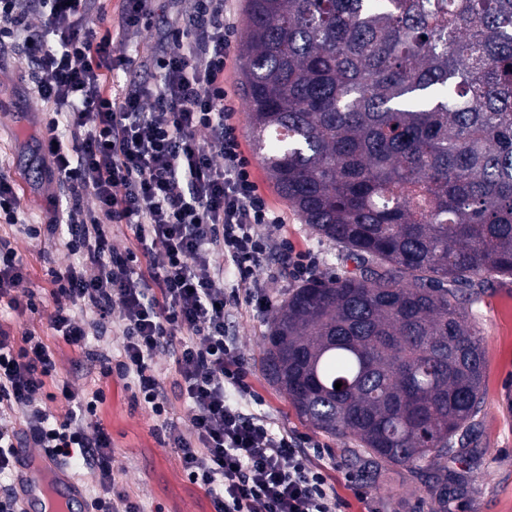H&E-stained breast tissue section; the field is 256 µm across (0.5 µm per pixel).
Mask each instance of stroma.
Here are the masks:
<instances>
[{
	"instance_id": "stroma-1",
	"label": "stroma",
	"mask_w": 512,
	"mask_h": 512,
	"mask_svg": "<svg viewBox=\"0 0 512 512\" xmlns=\"http://www.w3.org/2000/svg\"><path fill=\"white\" fill-rule=\"evenodd\" d=\"M95 22L98 34H109L113 54L133 53L160 41L167 22L189 14L193 0H153L150 25L125 28L120 24L122 0H103ZM30 64L12 49L0 51V166L16 180L25 222L41 224L50 216L62 193L45 172L40 146V119L44 103L33 90ZM253 174L269 206L281 216L278 224L260 227L268 253L255 269V281L273 307L280 305L299 283L280 263L282 242L315 260L314 276L352 275L356 269L338 247L312 233L268 183L257 156H250ZM0 236L10 237L30 272L37 295L49 289L50 269L67 265L71 256L61 239H30L16 227L0 225ZM471 319L483 337L487 361L486 392L475 417L476 435L448 459V512H512V279H493L474 287ZM273 317L241 304L224 316V335L243 357L256 408L278 431L310 438L318 443L311 460L324 464L333 477L336 494L346 512H437L438 489L425 473L403 466L380 467L352 463L354 440L322 433L298 416L285 394L266 379L262 367L265 338ZM14 336L30 332L54 350L59 378L84 387L87 361L82 352L54 336L44 319L29 310L6 313ZM107 401L102 423L112 439V469L117 487L138 500L145 512H214L210 500L182 474L176 449L163 444L157 421L122 381L105 386Z\"/></svg>"
}]
</instances>
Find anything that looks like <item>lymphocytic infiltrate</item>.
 Wrapping results in <instances>:
<instances>
[{
  "instance_id": "lymphocytic-infiltrate-1",
  "label": "lymphocytic infiltrate",
  "mask_w": 512,
  "mask_h": 512,
  "mask_svg": "<svg viewBox=\"0 0 512 512\" xmlns=\"http://www.w3.org/2000/svg\"><path fill=\"white\" fill-rule=\"evenodd\" d=\"M99 0H0V49L21 43L37 96L46 103L42 149L51 176L67 193L47 223L19 219L15 179L0 170V220L32 239L67 232L71 264L51 270L48 298L29 287V272L0 238V303L44 316L54 335L86 348L90 335L114 326L117 359L99 379L118 376L136 403L161 420L184 477L215 512H336L341 502L327 473L304 452V439L275 431L245 410L252 391L242 360L224 337V309L255 295L252 268L267 250L256 228L281 218L260 193L245 157L235 110L224 87L233 26L224 0H196L187 17L144 56L113 55L98 38ZM39 16L41 29L29 19ZM122 71L118 91L106 83ZM222 147L215 161L201 142ZM92 196L94 209L83 207ZM129 225L134 243L112 245L107 227ZM237 287L224 288V264ZM90 307L91 320L72 310ZM171 355L189 411L187 427L169 418L156 358ZM46 401H38V394ZM61 402L55 414L51 402ZM104 388L76 391L58 377L53 350L40 338H15L0 327V512H17L15 449L39 448L79 461L100 489L87 512H141L115 487L112 440L98 419Z\"/></svg>"
}]
</instances>
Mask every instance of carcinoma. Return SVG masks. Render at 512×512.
Returning <instances> with one entry per match:
<instances>
[{
    "mask_svg": "<svg viewBox=\"0 0 512 512\" xmlns=\"http://www.w3.org/2000/svg\"><path fill=\"white\" fill-rule=\"evenodd\" d=\"M245 13L252 151L357 264L288 294L267 379L314 428L443 485L483 398L468 291L512 278V0H246Z\"/></svg>",
    "mask_w": 512,
    "mask_h": 512,
    "instance_id": "obj_1",
    "label": "carcinoma"
}]
</instances>
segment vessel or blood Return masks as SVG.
<instances>
[{"instance_id":"obj_1","label":"vessel or blood","mask_w":512,"mask_h":512,"mask_svg":"<svg viewBox=\"0 0 512 512\" xmlns=\"http://www.w3.org/2000/svg\"><path fill=\"white\" fill-rule=\"evenodd\" d=\"M16 454L21 462L17 494L23 512H49L54 504L64 508L65 512H83L86 497L82 484L61 470L53 485H44L42 471L53 468V461L44 457L38 462H30V451L26 448L17 449Z\"/></svg>"}]
</instances>
